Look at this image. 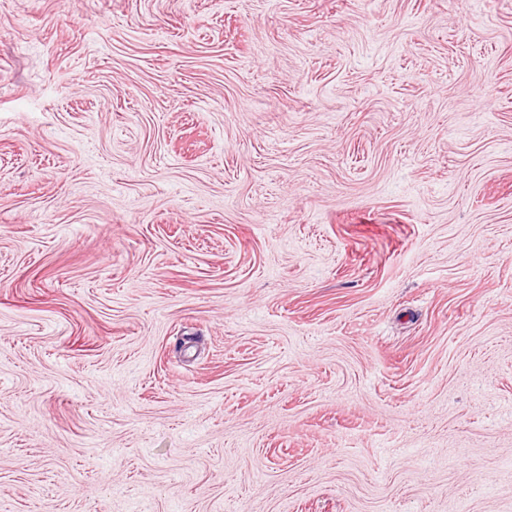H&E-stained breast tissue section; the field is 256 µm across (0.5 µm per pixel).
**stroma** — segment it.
I'll return each mask as SVG.
<instances>
[{"mask_svg": "<svg viewBox=\"0 0 512 512\" xmlns=\"http://www.w3.org/2000/svg\"><path fill=\"white\" fill-rule=\"evenodd\" d=\"M0 512H512V0H0Z\"/></svg>", "mask_w": 512, "mask_h": 512, "instance_id": "35a3bbf8", "label": "stroma"}]
</instances>
